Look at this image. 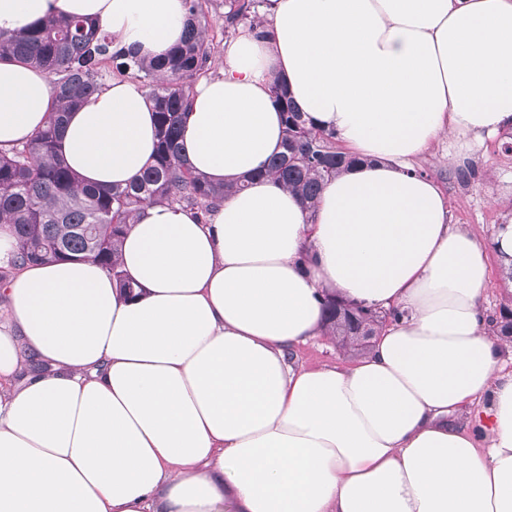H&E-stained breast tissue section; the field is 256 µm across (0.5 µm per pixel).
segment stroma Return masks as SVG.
Masks as SVG:
<instances>
[{
	"mask_svg": "<svg viewBox=\"0 0 512 512\" xmlns=\"http://www.w3.org/2000/svg\"><path fill=\"white\" fill-rule=\"evenodd\" d=\"M502 135L484 138L467 159L450 166L429 155L421 166L441 185L454 223L468 227L488 254L489 285L484 308L499 317L502 307L512 308V282L501 274L493 247L499 225L512 222V153L502 152Z\"/></svg>",
	"mask_w": 512,
	"mask_h": 512,
	"instance_id": "obj_1",
	"label": "stroma"
}]
</instances>
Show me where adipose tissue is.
I'll return each instance as SVG.
<instances>
[{"label": "adipose tissue", "mask_w": 512, "mask_h": 512, "mask_svg": "<svg viewBox=\"0 0 512 512\" xmlns=\"http://www.w3.org/2000/svg\"><path fill=\"white\" fill-rule=\"evenodd\" d=\"M195 89L181 153L211 182L282 149L270 85L358 165L315 209L271 177L205 218L146 204L115 257L0 281V512H512V347L488 329V256L416 162L512 127V0H269ZM89 18L113 49L164 55L184 0H0V30ZM40 69L0 61V147L43 128ZM155 114L116 79L66 115L82 183L126 185ZM394 308L359 358L290 357L329 337L325 294ZM41 370L31 369V361ZM467 409L466 421L456 411Z\"/></svg>", "instance_id": "1"}]
</instances>
